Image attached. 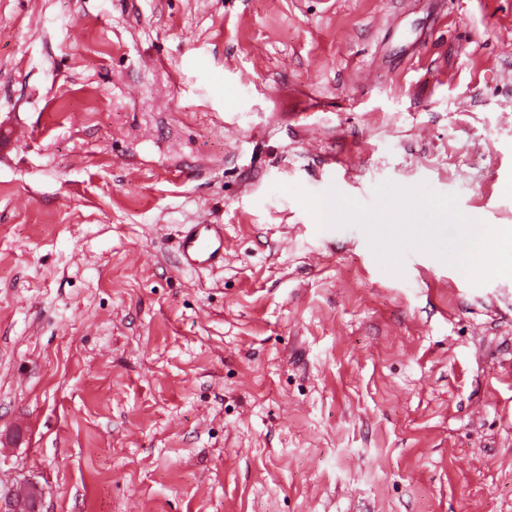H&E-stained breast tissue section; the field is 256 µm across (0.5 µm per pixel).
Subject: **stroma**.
Returning a JSON list of instances; mask_svg holds the SVG:
<instances>
[{"mask_svg": "<svg viewBox=\"0 0 512 512\" xmlns=\"http://www.w3.org/2000/svg\"><path fill=\"white\" fill-rule=\"evenodd\" d=\"M386 181L512 225V0H0V512H512V278L272 189ZM180 263L186 268L214 267L224 263V227L190 224L179 243Z\"/></svg>", "mask_w": 512, "mask_h": 512, "instance_id": "35a3bbf8", "label": "stroma"}]
</instances>
